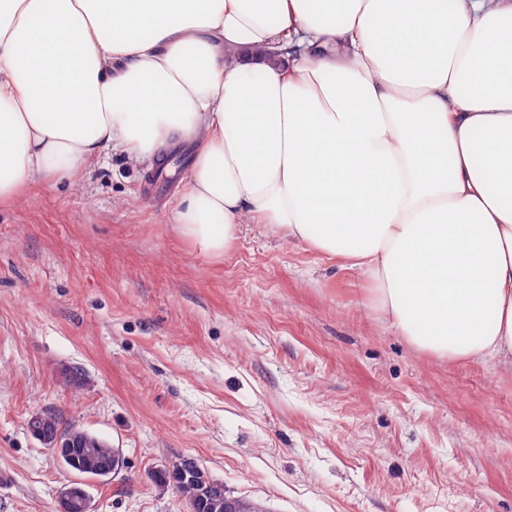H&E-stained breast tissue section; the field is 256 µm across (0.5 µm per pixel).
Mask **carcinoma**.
Here are the masks:
<instances>
[{"mask_svg": "<svg viewBox=\"0 0 512 512\" xmlns=\"http://www.w3.org/2000/svg\"><path fill=\"white\" fill-rule=\"evenodd\" d=\"M29 431L40 430L43 444L51 448L55 456L65 465L75 459L82 474L107 478L116 472L120 464V453L106 441L93 433L74 426L61 427V419L53 413H39Z\"/></svg>", "mask_w": 512, "mask_h": 512, "instance_id": "carcinoma-1", "label": "carcinoma"}]
</instances>
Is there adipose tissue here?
Instances as JSON below:
<instances>
[{
	"label": "adipose tissue",
	"instance_id": "ef3b65f1",
	"mask_svg": "<svg viewBox=\"0 0 512 512\" xmlns=\"http://www.w3.org/2000/svg\"><path fill=\"white\" fill-rule=\"evenodd\" d=\"M180 145L195 252L262 224L413 347L512 357V0H0V200Z\"/></svg>",
	"mask_w": 512,
	"mask_h": 512
}]
</instances>
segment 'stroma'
<instances>
[{
    "instance_id": "35a3bbf8",
    "label": "stroma",
    "mask_w": 512,
    "mask_h": 512,
    "mask_svg": "<svg viewBox=\"0 0 512 512\" xmlns=\"http://www.w3.org/2000/svg\"><path fill=\"white\" fill-rule=\"evenodd\" d=\"M184 164L120 158L0 202V512H189L151 473L194 459L263 512H512V363L415 350L368 282L245 224L220 258L170 222ZM118 448L74 474L27 428ZM33 423L28 420V429L31 435L35 429H39L44 435L38 434L39 439L51 448L55 456L70 469V461L77 459L82 475L98 478H106L114 474L120 464V453L112 448L106 441L93 433L76 428L75 426L61 427V419L53 413L36 414ZM57 433L60 434V441L57 440ZM68 440L74 442V448ZM76 445L78 446H75ZM81 448H90L85 452ZM58 503V512L88 511L86 491L76 484H71L61 490L58 496Z\"/></svg>"
}]
</instances>
